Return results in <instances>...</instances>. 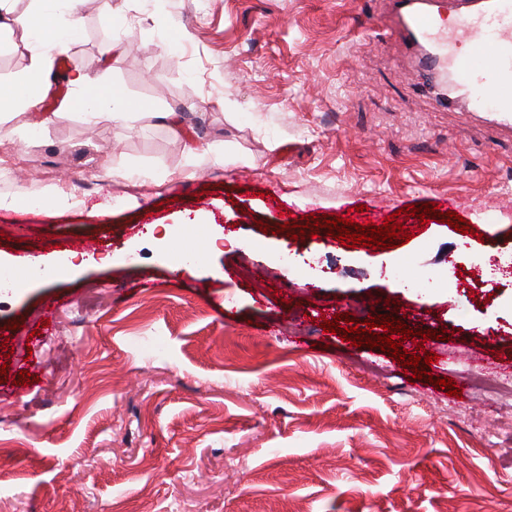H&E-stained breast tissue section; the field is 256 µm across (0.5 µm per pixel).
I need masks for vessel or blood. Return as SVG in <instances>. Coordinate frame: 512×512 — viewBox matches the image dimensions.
I'll return each mask as SVG.
<instances>
[{
  "label": "vessel or blood",
  "instance_id": "vessel-or-blood-1",
  "mask_svg": "<svg viewBox=\"0 0 512 512\" xmlns=\"http://www.w3.org/2000/svg\"><path fill=\"white\" fill-rule=\"evenodd\" d=\"M391 7L410 45H434L420 61L425 73L448 66L467 108L512 126V0H448L459 23L445 38L425 0H391Z\"/></svg>",
  "mask_w": 512,
  "mask_h": 512
}]
</instances>
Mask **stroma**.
<instances>
[{"mask_svg":"<svg viewBox=\"0 0 512 512\" xmlns=\"http://www.w3.org/2000/svg\"><path fill=\"white\" fill-rule=\"evenodd\" d=\"M11 7L0 85L25 77L33 42L32 0ZM46 8L80 36L47 109L0 115L15 149L0 194L18 200L0 209V274L32 257L57 271L0 291V512H512V407L467 381H512V285H439L449 259L512 248V129L436 102L384 0ZM76 68L119 89L133 120L64 114ZM79 184L77 203L45 205ZM443 196L469 233L433 218L375 250L290 230L355 202L404 223V207ZM195 219L211 235L243 225L246 244L201 246L172 272L150 227ZM75 237L98 246L68 269ZM405 257L434 301L393 275ZM384 299L416 311L408 329L445 331L421 344L432 382L319 324ZM33 361L41 377L19 385ZM444 377L461 397L434 387Z\"/></svg>","mask_w":512,"mask_h":512,"instance_id":"35a3bbf8","label":"stroma"}]
</instances>
